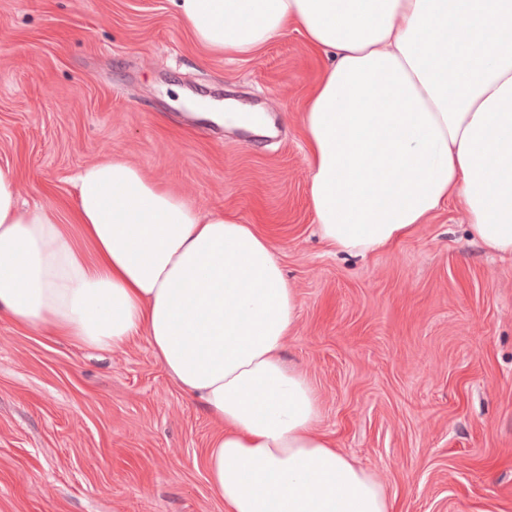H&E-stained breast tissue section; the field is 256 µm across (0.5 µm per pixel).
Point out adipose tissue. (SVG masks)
<instances>
[{
    "instance_id": "ef3b65f1",
    "label": "adipose tissue",
    "mask_w": 512,
    "mask_h": 512,
    "mask_svg": "<svg viewBox=\"0 0 512 512\" xmlns=\"http://www.w3.org/2000/svg\"><path fill=\"white\" fill-rule=\"evenodd\" d=\"M213 54L288 28L329 63L303 131L317 232L379 253L449 203L512 257V0H172ZM499 35L488 39L487 27ZM69 223L21 212L0 167V315L116 350L145 334L224 430L206 469L224 512H394L374 471L319 431L321 403L281 357L298 298L255 225L201 212L121 157L74 177Z\"/></svg>"
}]
</instances>
